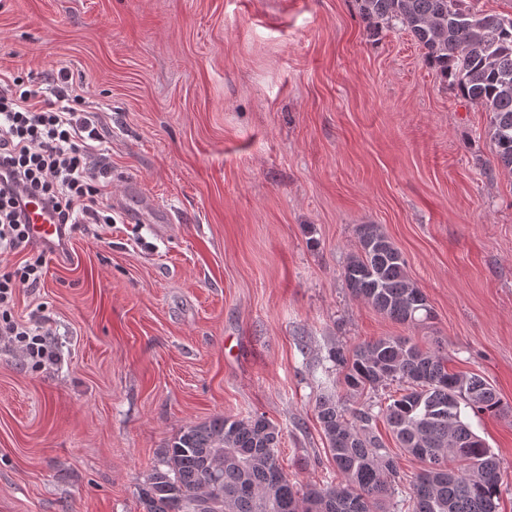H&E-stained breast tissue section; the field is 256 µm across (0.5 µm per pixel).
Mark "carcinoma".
Here are the masks:
<instances>
[{
  "label": "carcinoma",
  "mask_w": 512,
  "mask_h": 512,
  "mask_svg": "<svg viewBox=\"0 0 512 512\" xmlns=\"http://www.w3.org/2000/svg\"><path fill=\"white\" fill-rule=\"evenodd\" d=\"M356 2L370 30L401 23L437 77L491 113L493 163L512 172V18L473 11L460 0ZM357 238V251L343 268L351 294L401 324L433 319L381 227L361 224ZM329 360L350 393L407 384L377 412L371 403L349 408L332 395L318 400L340 482L299 490L279 463L274 423L262 415H219L185 428L161 450L141 489L144 512H212L210 502L228 512H386L401 477L396 457L375 431L380 417L399 447L424 463L411 483V512H498L499 463L463 415L465 409L494 416L504 411L484 378L448 370L439 350L402 336L335 347ZM220 451L224 468L214 473L208 462Z\"/></svg>",
  "instance_id": "1"
}]
</instances>
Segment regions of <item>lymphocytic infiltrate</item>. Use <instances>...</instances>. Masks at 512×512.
<instances>
[{
  "label": "lymphocytic infiltrate",
  "instance_id": "obj_1",
  "mask_svg": "<svg viewBox=\"0 0 512 512\" xmlns=\"http://www.w3.org/2000/svg\"><path fill=\"white\" fill-rule=\"evenodd\" d=\"M66 86L53 92L19 89L0 83V167L11 180L0 182V256L30 247L19 195H39L59 223L108 224L112 210L101 202L109 171L98 146L95 112L68 105ZM46 264L45 254L0 272V335L13 338L22 352L42 366L55 353L43 336L15 321L10 308L16 289L35 287Z\"/></svg>",
  "mask_w": 512,
  "mask_h": 512
}]
</instances>
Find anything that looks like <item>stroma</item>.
<instances>
[{
    "label": "stroma",
    "instance_id": "stroma-1",
    "mask_svg": "<svg viewBox=\"0 0 512 512\" xmlns=\"http://www.w3.org/2000/svg\"><path fill=\"white\" fill-rule=\"evenodd\" d=\"M62 70L99 117L114 223L13 296L57 358L0 342V512H142L160 450L217 415L264 416L288 478L339 482L318 399L388 392H346L328 353L384 336L442 346L512 407V173L404 27L370 35L355 0H0V79ZM129 181L173 223H127ZM361 224L432 322L350 293ZM465 419L512 512V415Z\"/></svg>",
    "mask_w": 512,
    "mask_h": 512
}]
</instances>
